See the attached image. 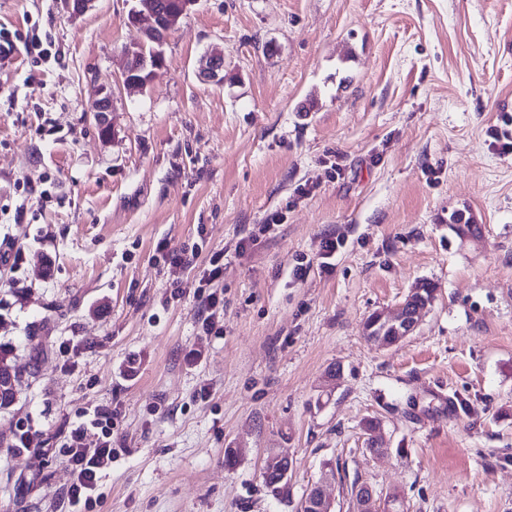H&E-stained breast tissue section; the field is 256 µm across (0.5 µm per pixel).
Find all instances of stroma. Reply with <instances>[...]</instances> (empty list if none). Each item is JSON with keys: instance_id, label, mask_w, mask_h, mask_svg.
<instances>
[{"instance_id": "stroma-1", "label": "stroma", "mask_w": 512, "mask_h": 512, "mask_svg": "<svg viewBox=\"0 0 512 512\" xmlns=\"http://www.w3.org/2000/svg\"><path fill=\"white\" fill-rule=\"evenodd\" d=\"M136 6L0 0L18 46L0 58V242L23 252L0 264L19 390L0 409V512H50L72 480L15 448L18 429L58 447L96 405L115 412L96 512H299L327 468L335 512L363 483L405 512H512V0H197L130 93ZM37 33L57 50L39 63ZM215 48L224 80L202 81ZM458 210L483 247L449 230ZM197 242L191 267L166 261ZM216 251L208 336L196 287ZM423 280L416 332L368 342L367 317ZM272 449L293 461L280 497Z\"/></svg>"}]
</instances>
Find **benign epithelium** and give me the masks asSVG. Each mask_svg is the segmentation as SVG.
Here are the masks:
<instances>
[{"mask_svg": "<svg viewBox=\"0 0 512 512\" xmlns=\"http://www.w3.org/2000/svg\"><path fill=\"white\" fill-rule=\"evenodd\" d=\"M196 3V0H181V8L177 12L168 14L165 17L160 16L156 0H139L140 8L133 9L128 15V20L137 23L144 15L149 16L151 23L143 29V36L140 43L129 46L124 51L125 66L122 72V84L128 91L142 90L153 81L156 70L160 65L140 58V48L151 41L157 35L160 28L159 20L165 19L166 22L174 26L189 8ZM224 54L218 49L210 51L205 57V64L199 72V77L206 82H221L224 80ZM113 110L112 86L103 84L98 88V99L95 116L103 119L105 114ZM463 231L460 241L464 245L478 246L483 242L481 228L473 215H466L461 222ZM433 300L426 299L422 284L418 283L412 287L404 300L393 310H381L374 313L370 321L373 327H382V330L389 331V335L379 337V341L389 345H397L417 329L423 313L431 306ZM292 469V460L280 453L272 451L268 454L262 470L265 476L275 475L276 485L288 484V475ZM328 479V475H323L322 480L311 487V496L307 499L303 507L313 510V512H332L333 502L326 496L323 489V481ZM355 500L357 508L355 512H401L403 510V500L393 492L382 500L378 499L369 486L357 488L355 490Z\"/></svg>", "mask_w": 512, "mask_h": 512, "instance_id": "obj_1", "label": "benign epithelium"}]
</instances>
